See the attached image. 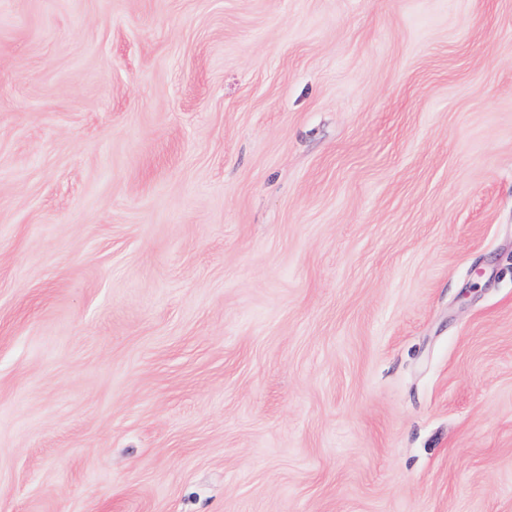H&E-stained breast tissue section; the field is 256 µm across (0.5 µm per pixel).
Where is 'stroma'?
I'll use <instances>...</instances> for the list:
<instances>
[{"label": "stroma", "instance_id": "stroma-1", "mask_svg": "<svg viewBox=\"0 0 512 512\" xmlns=\"http://www.w3.org/2000/svg\"><path fill=\"white\" fill-rule=\"evenodd\" d=\"M0 512H512V0H0Z\"/></svg>", "mask_w": 512, "mask_h": 512}]
</instances>
